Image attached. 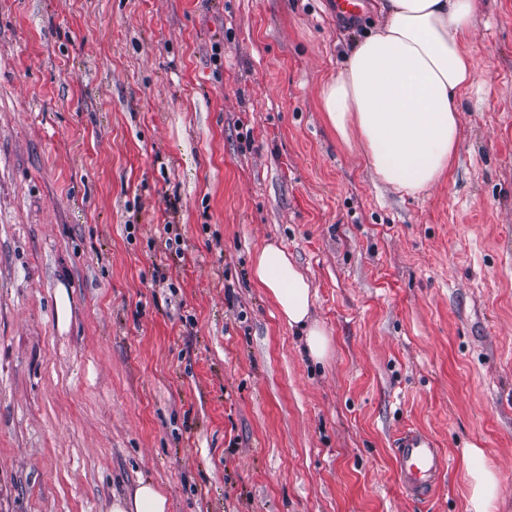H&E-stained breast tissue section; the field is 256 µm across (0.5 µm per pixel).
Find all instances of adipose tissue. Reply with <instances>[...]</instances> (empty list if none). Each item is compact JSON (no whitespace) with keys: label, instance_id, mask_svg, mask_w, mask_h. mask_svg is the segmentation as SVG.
<instances>
[{"label":"adipose tissue","instance_id":"1","mask_svg":"<svg viewBox=\"0 0 512 512\" xmlns=\"http://www.w3.org/2000/svg\"><path fill=\"white\" fill-rule=\"evenodd\" d=\"M375 5L380 24L323 83L320 108L341 143L365 148L382 182L421 192L449 170L461 137V98L477 82L466 46L475 0H376ZM252 279L288 325L303 330L308 355L326 360L330 339L311 318V285L287 250L273 242L263 245ZM462 470L466 512H492L500 480L484 449H464ZM167 510L165 490L141 481L115 497L109 512Z\"/></svg>","mask_w":512,"mask_h":512}]
</instances>
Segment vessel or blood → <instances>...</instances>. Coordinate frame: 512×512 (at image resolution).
<instances>
[{
  "label": "vessel or blood",
  "mask_w": 512,
  "mask_h": 512,
  "mask_svg": "<svg viewBox=\"0 0 512 512\" xmlns=\"http://www.w3.org/2000/svg\"><path fill=\"white\" fill-rule=\"evenodd\" d=\"M397 476L407 496L421 500L430 496L447 460L424 432L407 429L399 433L394 444Z\"/></svg>",
  "instance_id": "b4317fda"
}]
</instances>
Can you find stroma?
<instances>
[{"instance_id": "35a3bbf8", "label": "stroma", "mask_w": 512, "mask_h": 512, "mask_svg": "<svg viewBox=\"0 0 512 512\" xmlns=\"http://www.w3.org/2000/svg\"><path fill=\"white\" fill-rule=\"evenodd\" d=\"M378 17L331 0H0V512H465L463 449L512 512V0L441 183L341 144L322 83ZM286 248L320 364L250 281ZM69 307L59 314L56 291ZM449 467L416 501L392 442ZM168 497L158 484L139 481L123 496L112 500L109 512H168Z\"/></svg>"}]
</instances>
